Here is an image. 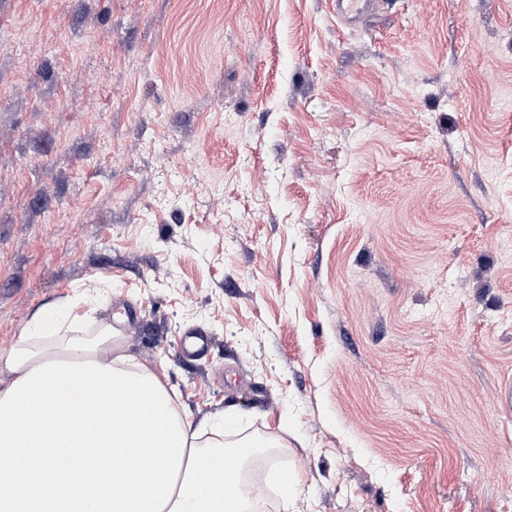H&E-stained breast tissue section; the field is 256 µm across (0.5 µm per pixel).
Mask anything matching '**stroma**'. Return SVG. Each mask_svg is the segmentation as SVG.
<instances>
[{"label":"stroma","instance_id":"1","mask_svg":"<svg viewBox=\"0 0 512 512\" xmlns=\"http://www.w3.org/2000/svg\"><path fill=\"white\" fill-rule=\"evenodd\" d=\"M90 288L254 512H512V0H0V352ZM210 340L201 330H190L181 341L178 352L181 356L199 357L207 353Z\"/></svg>","mask_w":512,"mask_h":512}]
</instances>
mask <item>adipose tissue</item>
Segmentation results:
<instances>
[{
	"label": "adipose tissue",
	"instance_id": "adipose-tissue-1",
	"mask_svg": "<svg viewBox=\"0 0 512 512\" xmlns=\"http://www.w3.org/2000/svg\"><path fill=\"white\" fill-rule=\"evenodd\" d=\"M92 313L39 308L0 352V512H250L245 455L228 425L180 412L158 376ZM72 399L60 406L56 386ZM74 449L67 462L59 448Z\"/></svg>",
	"mask_w": 512,
	"mask_h": 512
}]
</instances>
